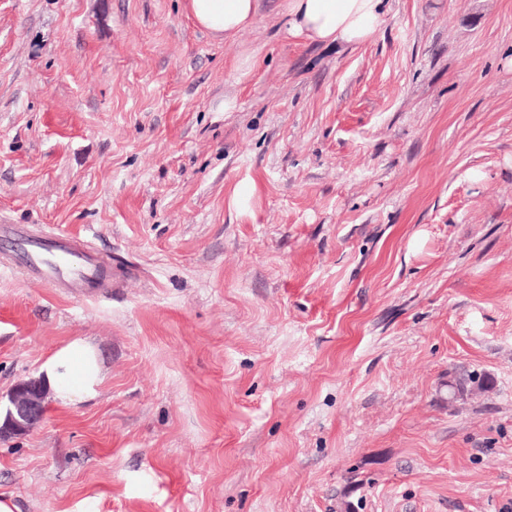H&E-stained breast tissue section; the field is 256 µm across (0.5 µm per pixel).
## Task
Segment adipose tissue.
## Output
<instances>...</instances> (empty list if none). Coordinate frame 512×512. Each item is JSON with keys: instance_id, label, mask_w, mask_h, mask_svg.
<instances>
[{"instance_id": "obj_1", "label": "adipose tissue", "mask_w": 512, "mask_h": 512, "mask_svg": "<svg viewBox=\"0 0 512 512\" xmlns=\"http://www.w3.org/2000/svg\"><path fill=\"white\" fill-rule=\"evenodd\" d=\"M384 0H282L280 14L288 36L306 42L356 46L382 22ZM193 22L225 42L235 41L256 17L258 0H188ZM41 379L57 405L70 407L93 397L104 380L95 347L75 339L57 349L42 365Z\"/></svg>"}]
</instances>
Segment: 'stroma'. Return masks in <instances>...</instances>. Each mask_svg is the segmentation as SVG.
<instances>
[{
    "instance_id": "obj_1",
    "label": "stroma",
    "mask_w": 512,
    "mask_h": 512,
    "mask_svg": "<svg viewBox=\"0 0 512 512\" xmlns=\"http://www.w3.org/2000/svg\"><path fill=\"white\" fill-rule=\"evenodd\" d=\"M278 3L227 44L185 0H0V224L114 284L0 266V421L72 340L105 373L0 437L19 512H512V0H385L356 47ZM0 265L22 266L31 280L77 297L112 288L108 268L84 241L64 232L34 233L28 224H0ZM451 402L463 398L467 394L486 392L493 388L494 380L488 374L472 373L466 377L452 381Z\"/></svg>"
}]
</instances>
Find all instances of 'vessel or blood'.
Listing matches in <instances>:
<instances>
[{
  "label": "vessel or blood",
  "instance_id": "1",
  "mask_svg": "<svg viewBox=\"0 0 512 512\" xmlns=\"http://www.w3.org/2000/svg\"><path fill=\"white\" fill-rule=\"evenodd\" d=\"M0 265L23 267L31 280L77 297L112 286L99 255L63 231L37 234L25 224H0Z\"/></svg>",
  "mask_w": 512,
  "mask_h": 512
}]
</instances>
